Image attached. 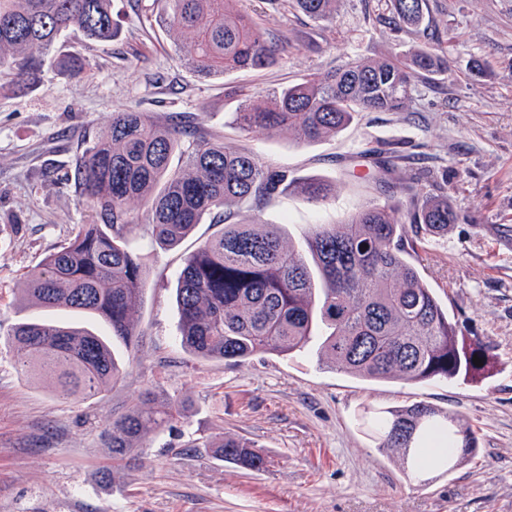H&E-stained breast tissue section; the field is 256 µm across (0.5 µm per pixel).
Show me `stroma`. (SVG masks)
I'll list each match as a JSON object with an SVG mask.
<instances>
[{
	"label": "stroma",
	"mask_w": 512,
	"mask_h": 512,
	"mask_svg": "<svg viewBox=\"0 0 512 512\" xmlns=\"http://www.w3.org/2000/svg\"><path fill=\"white\" fill-rule=\"evenodd\" d=\"M415 29L395 30L390 0H337L316 21L285 0H243L277 45L276 63L217 80L183 62V38L165 24V0H112L118 35L65 37L58 55L77 68H49L35 91L0 90V512H512V0H427ZM437 48L445 74L420 75L401 112H362L335 136L305 145L291 134H240L231 122L247 99L356 57ZM132 107L194 137L248 149L298 179L324 177L335 201L294 193L260 215L301 244L389 192L362 180V150L396 144L392 181L442 194L458 213L441 237L408 234L420 272L460 332L479 338L493 371L466 382H376L323 363L316 344L245 363L201 361L177 337L174 288L187 254L236 223L237 208L207 216L178 247L141 231L131 239L148 270L133 318L139 336L114 341L124 372L94 398L58 397L28 376L6 337L11 324L69 321L20 302L24 278L91 214L73 180L77 147L92 143L113 112ZM156 391L185 406L173 431L149 434L138 460L113 468L103 431ZM416 402L460 416L478 449L452 470L409 481L397 455L375 447L363 416ZM225 436L253 444L265 468L246 470L215 455Z\"/></svg>",
	"instance_id": "35a3bbf8"
}]
</instances>
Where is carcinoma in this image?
<instances>
[{"mask_svg": "<svg viewBox=\"0 0 512 512\" xmlns=\"http://www.w3.org/2000/svg\"><path fill=\"white\" fill-rule=\"evenodd\" d=\"M236 2L167 0V24L188 36L184 60L200 78L275 63L265 30ZM289 2L309 17L328 20L337 0ZM425 2L394 0L398 21L419 23ZM75 30L89 41L112 40V0H0V88H38L49 55ZM449 70L448 59L433 48L407 60L396 54L354 58L275 89L263 101H245L235 122L246 134L286 130L304 145L338 134L358 112L406 109L416 75ZM185 134L128 107L112 113L83 152L76 170L82 205L98 221L81 225L72 240L29 271L23 293L42 307L96 316L108 334L57 323L15 324L7 335L22 352L26 373H48L57 395L84 400L122 375L111 338L129 344L137 336L131 311L148 280L128 244L136 225L127 204L134 199L149 216L141 229L167 247L180 244L205 216L250 204L238 223L224 225L189 254L179 273L177 336L198 359L243 362L262 353L300 351L315 341L327 363L367 380L409 384L490 373L481 341L459 333L408 259L406 223L431 235L457 223L448 197H420L404 187L407 206L367 202L338 224L315 225L305 248L297 250L286 244L282 225L262 223L258 209L288 192L326 203L335 186L321 178L299 181L255 153L219 141L184 147ZM177 153L185 161L174 167ZM367 159L372 181L388 184L399 155ZM475 356L482 365L473 363ZM183 412L176 400L147 392L112 423V462L134 459L146 431L173 429ZM371 421L376 447L398 455L409 480L425 474L431 457L448 471L477 448L476 436L458 416L421 402L381 411ZM214 448L224 461L247 470L266 464L254 445L240 439L223 438Z\"/></svg>", "mask_w": 512, "mask_h": 512, "instance_id": "carcinoma-1", "label": "carcinoma"}]
</instances>
